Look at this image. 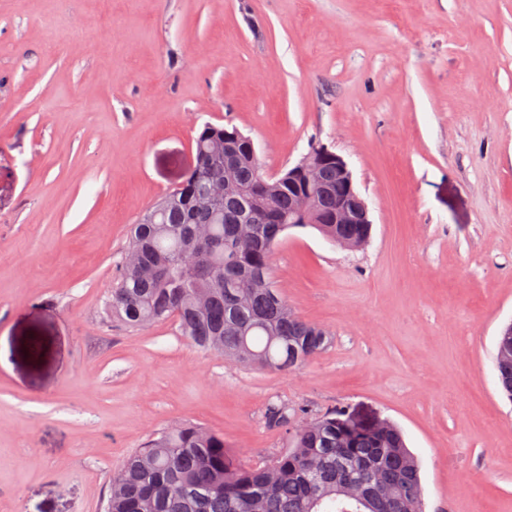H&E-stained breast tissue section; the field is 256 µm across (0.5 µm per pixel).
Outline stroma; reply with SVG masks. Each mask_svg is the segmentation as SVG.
<instances>
[{
    "mask_svg": "<svg viewBox=\"0 0 512 512\" xmlns=\"http://www.w3.org/2000/svg\"><path fill=\"white\" fill-rule=\"evenodd\" d=\"M207 123L272 174L329 146L368 207L359 249L281 236L271 280L331 336L288 373L107 313ZM510 323L512 0H0V512H101L177 423L262 464L333 411L402 429L425 512H512ZM495 368L500 391L512 401V325H507L498 337Z\"/></svg>",
    "mask_w": 512,
    "mask_h": 512,
    "instance_id": "1",
    "label": "stroma"
}]
</instances>
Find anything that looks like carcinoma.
Wrapping results in <instances>:
<instances>
[{"label": "carcinoma", "instance_id": "1", "mask_svg": "<svg viewBox=\"0 0 512 512\" xmlns=\"http://www.w3.org/2000/svg\"><path fill=\"white\" fill-rule=\"evenodd\" d=\"M226 127L206 124L195 138L196 163L179 194L164 197L134 225L127 254L136 263L117 269L107 307L130 326L176 318L195 346L234 363L286 372L321 353L328 332L303 320L269 281L280 236L292 228L279 219L292 211L305 184L280 177L260 181L262 164L239 150L224 158ZM321 191L313 213L321 220L347 197L348 182L334 164L316 174ZM223 184L215 209L202 191ZM250 208L253 219L236 223ZM344 247L367 242L369 224H314ZM498 386L512 401V325L497 341ZM319 464L317 472L308 464ZM267 467L237 465L224 436L181 423L154 433L110 479L106 512H424L417 461L390 421L380 429H352L338 411L296 430L294 446ZM352 484L377 490L362 499Z\"/></svg>", "mask_w": 512, "mask_h": 512}]
</instances>
